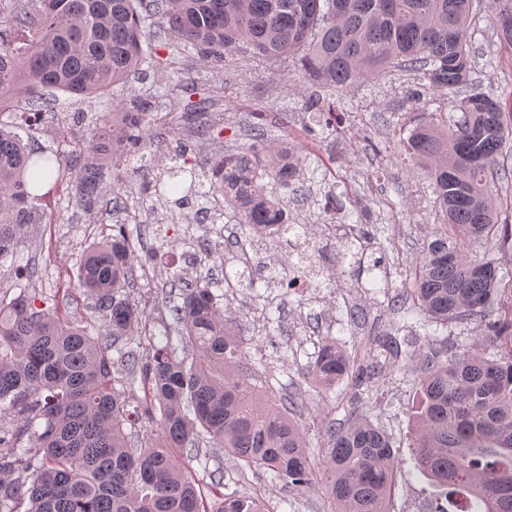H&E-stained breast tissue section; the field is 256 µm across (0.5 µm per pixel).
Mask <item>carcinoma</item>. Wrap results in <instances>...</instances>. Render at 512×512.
Instances as JSON below:
<instances>
[{
    "mask_svg": "<svg viewBox=\"0 0 512 512\" xmlns=\"http://www.w3.org/2000/svg\"><path fill=\"white\" fill-rule=\"evenodd\" d=\"M479 11L480 0H0V112L49 91L107 99L65 155L31 148L17 133L48 122L42 112L23 107L0 128V274L19 289L0 298V512H273L258 497L224 493L222 474L203 490L178 448L197 457L222 448L291 489H321L329 512H388L392 434L368 417L330 424L315 468L293 417L299 406L242 364L236 319L212 292L218 282L202 276L166 293L181 346L155 340L147 308L128 289L142 230L116 225L112 241L86 248L70 277L106 335H91L30 287L39 268L17 245L28 225L43 223L42 206L59 185L88 206L127 188L120 162L145 148L156 102L129 109L111 91L153 60L144 46L154 25L186 56L222 62L242 45L271 60L295 58L318 87L303 100L307 112L322 111L323 92L395 70L417 75L414 100L439 90L462 112L451 124H419L406 141L428 171L445 229L388 305L419 313L425 330L406 410L416 464L433 485L466 493L432 501L429 512H472L475 502L481 512H512V287L494 262L469 251L489 237L512 248L495 194L512 176L499 162L512 142V105L473 79L465 33ZM490 17L500 49L512 54V0H490ZM266 153L220 146L198 171L174 158L168 190L201 177L243 235L265 227L286 238L295 225L269 183L288 189L316 170L277 145ZM450 323L476 343L429 330ZM399 331L358 357L325 337L306 374L324 390L346 378L360 388L402 355L408 339ZM153 424L157 443L139 437Z\"/></svg>",
    "mask_w": 512,
    "mask_h": 512,
    "instance_id": "cac0c4a2",
    "label": "carcinoma"
}]
</instances>
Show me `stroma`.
<instances>
[{"instance_id":"stroma-1","label":"stroma","mask_w":512,"mask_h":512,"mask_svg":"<svg viewBox=\"0 0 512 512\" xmlns=\"http://www.w3.org/2000/svg\"><path fill=\"white\" fill-rule=\"evenodd\" d=\"M491 35L488 15L480 14L468 33L473 45L483 50L478 78L484 91L509 101L512 55L492 46ZM166 41L165 32L155 31L151 42L160 50L158 64L144 66L141 73L113 91L114 98L126 102L145 95L156 98L153 131L157 143L148 146L143 155L151 160L149 176L139 174L142 157L135 156L126 165L131 177L121 200L106 196L84 207L65 192L52 201L47 208L51 223L29 225L20 246L22 257L35 261L41 270L35 288L48 304L61 302L57 290L86 247L111 240L113 225L125 223L133 228L145 223L144 245L138 253L152 252L156 258L137 267L134 296L146 300L152 329L155 335H162L171 317L158 304L157 294L172 277L190 281L206 271L220 279L225 269L235 268L236 249L229 241L236 226L228 218L211 226L199 224L196 209L181 210L163 199L155 202L152 212L142 211L148 180L167 178V166L156 160L155 154L161 150L171 157L181 152L192 161L219 143L228 148L252 144L263 149L264 143L252 135L251 124L253 113H264L269 140L294 143L312 159L342 171L340 187L357 201L359 212L332 217L323 211L322 191L309 198L301 192H285L290 217L304 227L300 243L308 246L313 271L319 280L334 279V287L302 296L282 295L271 274L288 273L297 264L299 243L256 238L246 245L259 271L254 287L237 288L230 294L220 288L216 294L237 318L249 366L259 375L274 377L276 388L298 402L296 419L309 442L318 443L320 426L332 421L343 424L349 417L367 414L372 421L384 423L398 445L391 512H425L424 501L433 488L415 466L408 440L409 419L403 411L413 384L414 362L401 359L389 375L373 379L368 402L354 400L344 381L332 390H319L312 380L299 375L298 368L311 360L322 337H332L351 353L377 338L390 321L385 291L401 289L427 241L443 231L432 205L430 181L402 148L417 111H435L440 94L424 96L421 105H414L412 92L418 79L408 73L356 84L339 95L343 122L334 133L323 129L311 113L300 110L311 87L293 59L269 60L239 48L227 53L223 65L217 66L172 52L166 49ZM185 70L195 77V95L171 90ZM198 97L208 101L207 111L201 114L193 111ZM43 103L46 109L56 111L57 122L32 127L33 139L63 153L70 149L69 133H82L102 109L101 103L80 102L62 91L45 94ZM200 124L210 127L212 139L196 137ZM332 220L364 223L373 241L384 246L383 269L362 273L358 257L339 260L340 240L327 227ZM178 455L200 485L209 484L211 474L220 473L226 492L262 497L275 512H327L321 491L290 489L271 474L239 466L222 449L213 450L205 459L185 449Z\"/></svg>"}]
</instances>
